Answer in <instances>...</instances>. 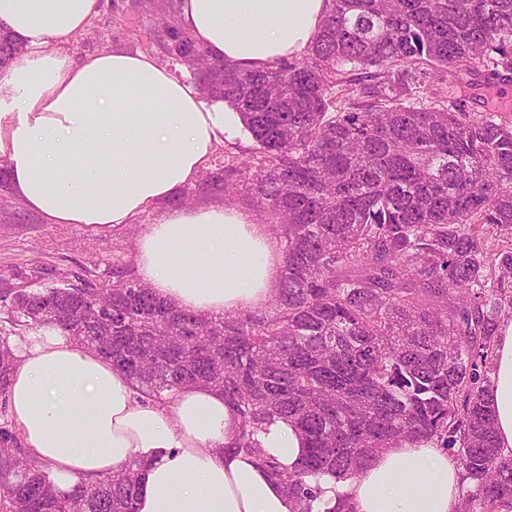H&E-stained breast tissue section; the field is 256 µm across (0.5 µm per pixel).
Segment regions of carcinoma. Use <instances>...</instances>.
<instances>
[{
	"instance_id": "1",
	"label": "carcinoma",
	"mask_w": 512,
	"mask_h": 512,
	"mask_svg": "<svg viewBox=\"0 0 512 512\" xmlns=\"http://www.w3.org/2000/svg\"><path fill=\"white\" fill-rule=\"evenodd\" d=\"M308 54L274 70L212 63L178 23L169 52L239 115L255 148L224 156L284 242L264 314L186 312L140 281L22 290L13 317L51 325L151 397L188 384L224 394L237 447L281 482L292 512H320L323 475L361 472L384 448L432 442L468 487L457 512H512V456L486 401L500 323L512 318V121L448 109L512 80V0H330ZM18 47L0 37V68ZM445 86L420 107L418 90ZM14 366L0 339V395ZM303 435L288 467L256 439L274 419ZM133 466L59 492L46 463L0 427V512H136Z\"/></svg>"
}]
</instances>
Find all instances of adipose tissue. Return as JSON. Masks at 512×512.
<instances>
[{
    "label": "adipose tissue",
    "instance_id": "ef3b65f1",
    "mask_svg": "<svg viewBox=\"0 0 512 512\" xmlns=\"http://www.w3.org/2000/svg\"><path fill=\"white\" fill-rule=\"evenodd\" d=\"M105 0H0V33L22 51L0 70V160L21 203L49 224L105 231L161 210L135 254L139 280L182 310L235 314L268 303L280 246L230 207L165 208L196 182L232 126L223 102L151 53L73 56L71 41ZM329 0H179L178 23L215 62L266 70L303 57ZM9 415L23 447L69 491L139 466L137 512H291L282 485L236 447L240 418L223 394L185 386L161 401L61 330L44 325L14 350ZM488 400L512 453V320L501 323ZM265 457L294 463L299 432L258 433ZM321 505L353 512H456L454 457L431 443L382 450L359 474L324 477Z\"/></svg>",
    "mask_w": 512,
    "mask_h": 512
}]
</instances>
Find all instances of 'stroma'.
<instances>
[{"label": "stroma", "mask_w": 512, "mask_h": 512, "mask_svg": "<svg viewBox=\"0 0 512 512\" xmlns=\"http://www.w3.org/2000/svg\"><path fill=\"white\" fill-rule=\"evenodd\" d=\"M177 0H112L89 29L75 37L73 54L104 50L148 51L164 65L172 60L155 39L156 18L174 13ZM195 208L233 207L266 220V213L245 191L225 193L222 184L197 182L185 189ZM144 215L134 225L95 233L80 224H48L26 209L0 181V336L17 341L31 327L16 325L9 314L6 291L37 289L52 284L77 283L86 278L99 283L114 281L115 268L135 277L134 255L138 234L153 223Z\"/></svg>", "instance_id": "35a3bbf8"}]
</instances>
